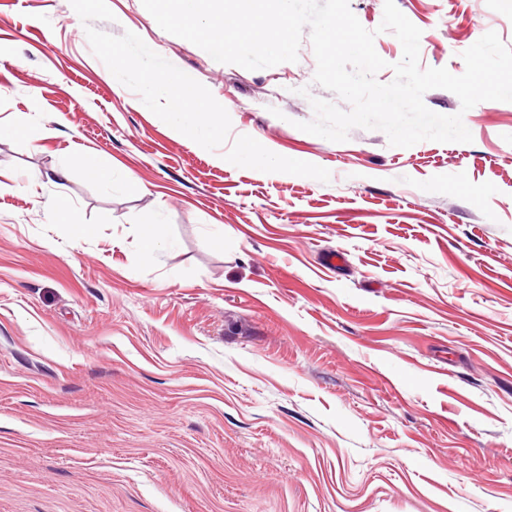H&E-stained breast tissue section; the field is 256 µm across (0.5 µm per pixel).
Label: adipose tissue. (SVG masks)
<instances>
[{
    "label": "adipose tissue",
    "instance_id": "adipose-tissue-1",
    "mask_svg": "<svg viewBox=\"0 0 512 512\" xmlns=\"http://www.w3.org/2000/svg\"><path fill=\"white\" fill-rule=\"evenodd\" d=\"M119 68L123 71L136 72L148 93L162 95L168 99L169 109L164 113L163 119L179 133L199 141L213 140L222 135L223 105L195 94L177 72L155 70L141 58L121 59Z\"/></svg>",
    "mask_w": 512,
    "mask_h": 512
}]
</instances>
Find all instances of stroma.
<instances>
[{"label": "stroma", "mask_w": 512, "mask_h": 512, "mask_svg": "<svg viewBox=\"0 0 512 512\" xmlns=\"http://www.w3.org/2000/svg\"><path fill=\"white\" fill-rule=\"evenodd\" d=\"M349 2L391 82L384 0ZM396 5L421 67L512 48V0ZM145 51L224 104L221 137L113 70ZM315 71L306 37L216 62L142 0H0V125L42 132L0 137V512H512V102L427 91L469 143L332 142L298 128L338 100Z\"/></svg>", "instance_id": "1"}]
</instances>
